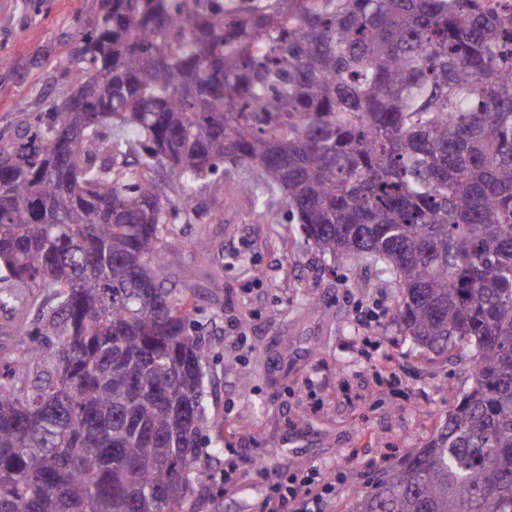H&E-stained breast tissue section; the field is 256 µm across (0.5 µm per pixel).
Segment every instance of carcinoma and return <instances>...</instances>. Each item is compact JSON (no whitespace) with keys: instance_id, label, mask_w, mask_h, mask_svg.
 Returning a JSON list of instances; mask_svg holds the SVG:
<instances>
[{"instance_id":"1","label":"carcinoma","mask_w":512,"mask_h":512,"mask_svg":"<svg viewBox=\"0 0 512 512\" xmlns=\"http://www.w3.org/2000/svg\"><path fill=\"white\" fill-rule=\"evenodd\" d=\"M69 59L80 105L0 130V308L39 312L0 357V512H196L204 344L166 272L203 185L278 196L379 267L404 335L472 350L473 387L353 512H512V9L97 0Z\"/></svg>"}]
</instances>
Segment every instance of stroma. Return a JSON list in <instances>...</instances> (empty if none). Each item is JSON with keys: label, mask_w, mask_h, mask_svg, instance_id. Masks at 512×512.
I'll return each mask as SVG.
<instances>
[{"label": "stroma", "mask_w": 512, "mask_h": 512, "mask_svg": "<svg viewBox=\"0 0 512 512\" xmlns=\"http://www.w3.org/2000/svg\"><path fill=\"white\" fill-rule=\"evenodd\" d=\"M94 3L0 0V128L58 98L74 25ZM188 209L172 271L198 293L207 344L209 489L198 512H259L282 475L315 468L336 480L324 512H350L472 386L469 350L438 354L401 335L397 291L374 266L332 260L300 234L282 239L263 202L221 204L201 189Z\"/></svg>", "instance_id": "1"}]
</instances>
